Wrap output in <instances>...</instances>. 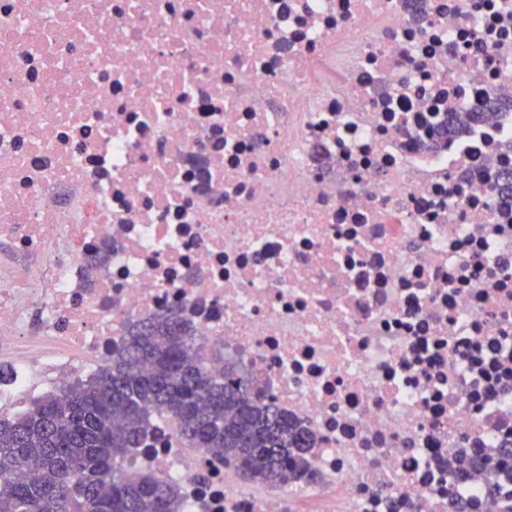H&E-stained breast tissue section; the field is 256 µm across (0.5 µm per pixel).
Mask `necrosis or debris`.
I'll return each mask as SVG.
<instances>
[{
	"instance_id": "necrosis-or-debris-1",
	"label": "necrosis or debris",
	"mask_w": 512,
	"mask_h": 512,
	"mask_svg": "<svg viewBox=\"0 0 512 512\" xmlns=\"http://www.w3.org/2000/svg\"><path fill=\"white\" fill-rule=\"evenodd\" d=\"M510 168L512 0H0V402L175 311L314 441L153 442L185 512H448L512 441Z\"/></svg>"
}]
</instances>
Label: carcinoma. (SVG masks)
Instances as JSON below:
<instances>
[{"label": "carcinoma", "instance_id": "carcinoma-1", "mask_svg": "<svg viewBox=\"0 0 512 512\" xmlns=\"http://www.w3.org/2000/svg\"><path fill=\"white\" fill-rule=\"evenodd\" d=\"M196 341L173 312L133 321L89 378L0 418V512H184L177 486L138 464L162 432L223 458L253 484L312 480L309 432L235 368L211 375ZM485 495L512 512V493L489 483ZM448 501L452 512H480L453 487Z\"/></svg>", "mask_w": 512, "mask_h": 512}]
</instances>
